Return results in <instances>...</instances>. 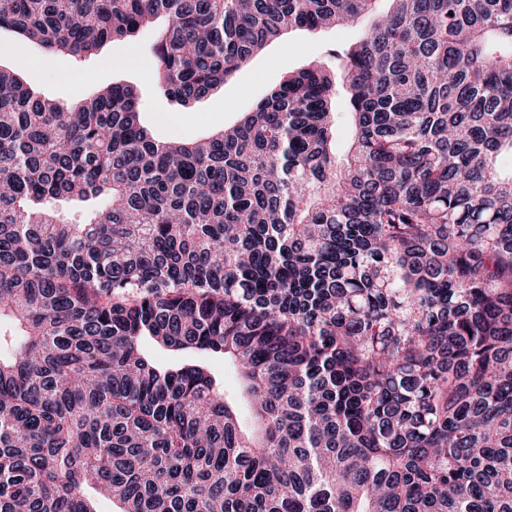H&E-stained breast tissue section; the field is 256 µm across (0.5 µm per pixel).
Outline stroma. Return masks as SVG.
Returning <instances> with one entry per match:
<instances>
[{
  "label": "stroma",
  "mask_w": 512,
  "mask_h": 512,
  "mask_svg": "<svg viewBox=\"0 0 512 512\" xmlns=\"http://www.w3.org/2000/svg\"><path fill=\"white\" fill-rule=\"evenodd\" d=\"M370 25L362 20L350 26L316 30L296 29L272 43L239 70L218 93L185 108L167 99L155 84L146 49L154 32L107 43L99 54L83 63L55 55L42 66V53L9 32H0V67L15 73L38 95L72 101L95 95L102 88L125 82L136 86L144 98L142 118L163 140H191L234 123L270 88L310 63L326 61L333 50L358 42Z\"/></svg>",
  "instance_id": "1"
}]
</instances>
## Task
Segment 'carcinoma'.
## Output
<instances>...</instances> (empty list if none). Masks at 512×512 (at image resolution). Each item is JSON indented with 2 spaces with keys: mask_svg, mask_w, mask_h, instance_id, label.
<instances>
[{
  "mask_svg": "<svg viewBox=\"0 0 512 512\" xmlns=\"http://www.w3.org/2000/svg\"><path fill=\"white\" fill-rule=\"evenodd\" d=\"M377 2L0 0L77 61L164 19L183 106L373 18L190 142L0 67V512H512V0Z\"/></svg>",
  "mask_w": 512,
  "mask_h": 512,
  "instance_id": "obj_1",
  "label": "carcinoma"
}]
</instances>
